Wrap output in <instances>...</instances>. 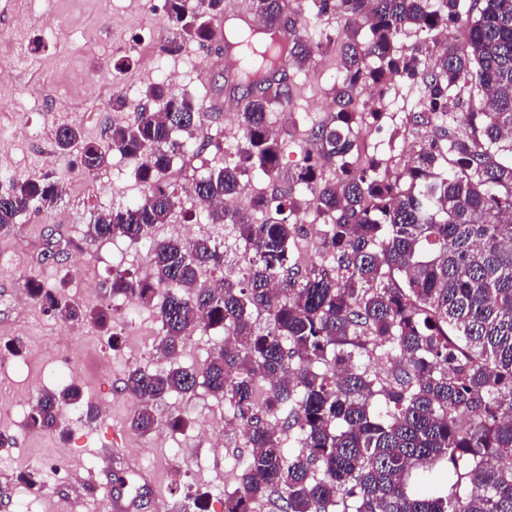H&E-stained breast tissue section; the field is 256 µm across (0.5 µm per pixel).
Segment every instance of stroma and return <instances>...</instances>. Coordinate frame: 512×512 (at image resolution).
<instances>
[{
    "instance_id": "obj_1",
    "label": "stroma",
    "mask_w": 512,
    "mask_h": 512,
    "mask_svg": "<svg viewBox=\"0 0 512 512\" xmlns=\"http://www.w3.org/2000/svg\"><path fill=\"white\" fill-rule=\"evenodd\" d=\"M303 17L308 35L344 33L345 16L336 9L318 12L313 0H292ZM150 0H0V18L18 17L19 27L0 25V60L11 64L18 76L9 94L0 98V129L21 128L23 143L14 150L8 175H51L64 193L49 210L30 211L12 232L0 236V350L10 346L26 349L12 367L0 370V390L17 395L38 396L60 387L55 371L70 361L72 380L94 407L109 406L94 421L78 420L62 412L57 430L27 427L28 406L0 405V430L17 444L15 452L0 450V512H73L83 502L88 512H113V500H121L128 512H196L188 488L211 492L234 489L240 466L225 437L199 436L204 425L227 417L223 400L205 389L192 396H174L159 404L157 417L188 418L190 424L175 432L169 444L154 443L129 426L134 401L123 389L130 367H155L153 342L160 324L155 313L142 308L129 314L124 301L113 300L107 288L114 267L131 269L138 276L151 275L146 243L126 240L88 243L84 234L90 213L117 208L139 200L143 187L136 177L134 158L108 157L92 173L81 170L75 155L57 153V128L79 123L87 138L102 142L113 121H128L143 103L141 91L150 83L164 82L171 71L183 72L176 90L187 91L202 104L204 115L196 135L222 142V154L197 153L188 149L166 174L172 188L180 190L179 207L169 223L154 230L155 237L177 236L183 227L194 228L197 237L221 242L226 263L236 262L242 249L231 225L208 223L193 197L183 194V183L194 182L224 160L233 157L239 140L231 136L238 125L237 111L223 110L224 43L185 44L182 51L167 53L151 46L152 32L139 20ZM293 97L288 105L294 119L281 135L282 179L292 180L305 166L312 128L330 122L336 113L333 87L342 78L340 56L335 51L314 54L303 67L289 71ZM106 86L111 95L123 96L127 107L113 112L109 101L89 92L90 83ZM37 84L46 105H27L26 87ZM383 128L384 143L369 156L389 168L402 166L408 139L414 131L396 123L380 126L370 119L354 123L356 141H366L375 128ZM70 241L61 261L44 260L51 238ZM83 268V279L71 272ZM54 285L66 281L67 296L83 301L84 280H92L98 292L97 308H114L112 332L117 344H109L107 333L90 324L68 333L60 320L49 317L38 305H17L14 294L27 280ZM138 449L139 466L150 472L151 482L136 480L119 458L105 459L104 449ZM58 453L70 456L61 475L47 474L51 492L30 486L24 479L32 462Z\"/></svg>"
}]
</instances>
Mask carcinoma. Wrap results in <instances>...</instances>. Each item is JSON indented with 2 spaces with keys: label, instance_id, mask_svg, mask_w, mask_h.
<instances>
[{
  "label": "carcinoma",
  "instance_id": "cac0c4a2",
  "mask_svg": "<svg viewBox=\"0 0 512 512\" xmlns=\"http://www.w3.org/2000/svg\"><path fill=\"white\" fill-rule=\"evenodd\" d=\"M182 44L211 40L205 14L223 0H165ZM264 26L228 30L224 57L231 90L247 99L241 144L233 159L194 183L213 224H230L245 250L218 290L201 281L224 266L208 239H153V276L112 269L109 292L156 313L155 350L172 361L194 333L224 330V346L199 370L134 367L124 379L137 406L131 427L155 426L154 405L205 388L247 427L241 481L224 492V512H512V0H336L352 20L343 34L313 46L287 0H259ZM460 26L466 50L436 45L433 31ZM416 38L404 47L402 39ZM341 43L343 79L331 123L311 131L317 161L297 174L303 193L279 183L281 142L266 116L292 91L282 66H302ZM401 76L425 101L414 125L430 130L412 163L391 172L356 167L352 123L367 89L385 93ZM480 92L448 126L456 89ZM159 103L128 123H112L108 140L85 139L66 124L55 134L61 153L83 171L109 154L140 160V200L93 215L92 242H139L166 224L179 200L165 174L187 149L202 108L187 93L151 83ZM335 178L321 177L322 165ZM271 182L249 208L211 206L245 193L252 173ZM0 191V235L33 208H51L63 186L49 175L7 179ZM323 218L315 260L300 267L294 248L306 234L300 213ZM328 259L336 276H323ZM30 296L63 322L110 328L112 312L67 299L35 279ZM84 403L73 384L45 392L27 425L57 427L62 408Z\"/></svg>",
  "mask_w": 512,
  "mask_h": 512
}]
</instances>
